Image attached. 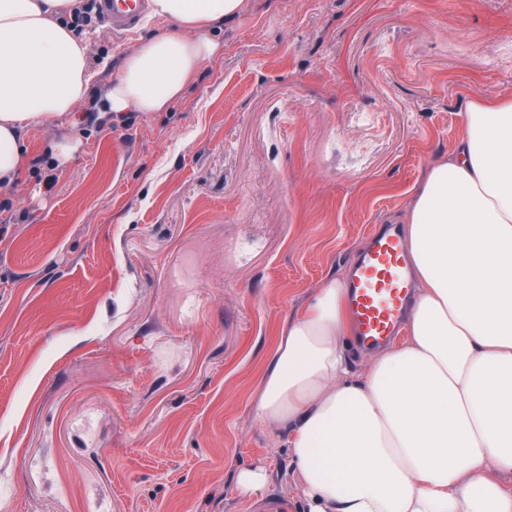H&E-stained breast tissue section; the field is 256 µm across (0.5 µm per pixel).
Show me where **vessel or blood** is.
Here are the masks:
<instances>
[{
	"instance_id": "b4317fda",
	"label": "vessel or blood",
	"mask_w": 512,
	"mask_h": 512,
	"mask_svg": "<svg viewBox=\"0 0 512 512\" xmlns=\"http://www.w3.org/2000/svg\"><path fill=\"white\" fill-rule=\"evenodd\" d=\"M146 7L147 0H96L98 15L116 31L139 23ZM403 256L398 234L387 230L374 236L354 266L352 315L363 341H385L398 326L405 303Z\"/></svg>"
}]
</instances>
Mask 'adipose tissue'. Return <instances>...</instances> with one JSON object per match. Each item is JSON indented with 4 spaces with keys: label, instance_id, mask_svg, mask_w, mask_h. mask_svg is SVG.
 <instances>
[{
    "label": "adipose tissue",
    "instance_id": "obj_1",
    "mask_svg": "<svg viewBox=\"0 0 512 512\" xmlns=\"http://www.w3.org/2000/svg\"><path fill=\"white\" fill-rule=\"evenodd\" d=\"M72 0H0V184L21 179L22 132L87 95ZM245 0H153L174 31L142 40L110 111L159 112L217 46L206 29ZM465 133L409 200L403 344L349 368V290L332 278L288 319L250 397L286 428L308 512H512V100L470 101Z\"/></svg>",
    "mask_w": 512,
    "mask_h": 512
}]
</instances>
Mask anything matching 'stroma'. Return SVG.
<instances>
[{
    "instance_id": "1",
    "label": "stroma",
    "mask_w": 512,
    "mask_h": 512,
    "mask_svg": "<svg viewBox=\"0 0 512 512\" xmlns=\"http://www.w3.org/2000/svg\"><path fill=\"white\" fill-rule=\"evenodd\" d=\"M173 26L80 29L85 101L0 187V512H305L250 408L279 329L403 231L467 102L512 99V0H245L167 108L108 111Z\"/></svg>"
}]
</instances>
